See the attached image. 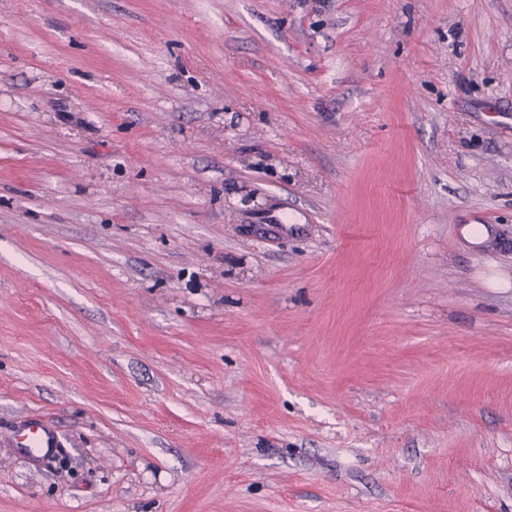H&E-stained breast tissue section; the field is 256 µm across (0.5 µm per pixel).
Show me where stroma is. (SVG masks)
<instances>
[{
  "label": "stroma",
  "instance_id": "1",
  "mask_svg": "<svg viewBox=\"0 0 512 512\" xmlns=\"http://www.w3.org/2000/svg\"><path fill=\"white\" fill-rule=\"evenodd\" d=\"M0 512H512V0H0ZM10 442L34 464H46L61 448L57 427L45 417H32L13 428Z\"/></svg>",
  "mask_w": 512,
  "mask_h": 512
}]
</instances>
